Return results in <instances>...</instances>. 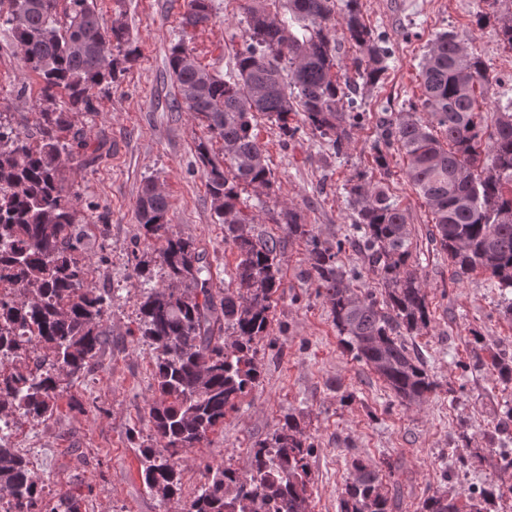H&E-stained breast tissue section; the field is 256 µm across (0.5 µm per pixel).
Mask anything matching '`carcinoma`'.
Masks as SVG:
<instances>
[{"instance_id": "1", "label": "carcinoma", "mask_w": 512, "mask_h": 512, "mask_svg": "<svg viewBox=\"0 0 512 512\" xmlns=\"http://www.w3.org/2000/svg\"><path fill=\"white\" fill-rule=\"evenodd\" d=\"M288 16L247 9L233 72L221 76L202 67L179 39L168 65L187 111L208 138L196 156L224 224V239L237 251L236 288H215L211 266L189 238L168 232L169 202L157 183L144 182L136 219L158 250L170 287L147 292L139 303L137 331L156 352L155 400L149 417L156 447L142 449L143 478L162 501L181 490L175 456L208 439L224 423L260 370L252 344L268 334L272 297L281 288V238L252 234L254 218L240 207L247 187L271 189L272 171L253 133L262 114L287 137L303 125L335 156L345 154L365 113L354 95L373 88L388 69L391 50L365 23L359 0H287ZM58 0H0V20L27 67L41 78L36 135L20 132L0 113V420L48 419L63 384L84 374L102 350L103 321L112 297L90 286L83 258L85 216L74 206L78 193L66 185L67 163L95 161L90 144L74 129L75 115L95 111L92 90L116 81L136 59L126 23L104 19L95 0H69L64 23ZM212 0H186L182 32L206 25ZM341 18H336V12ZM353 51L354 79L336 71V25ZM421 96L398 117L380 120L373 150L376 180L359 173L348 180L353 210L352 245L378 288L361 285V272L346 268L343 243L331 248L308 227L300 211H282L288 238L307 245L308 278L330 312L341 344L386 383L403 405H421L435 390L421 358L401 336L430 324L426 294L409 263L408 216L392 201L385 176L391 150L402 154L404 173L433 215L432 241L448 254L461 278L480 269L500 290L502 312L512 315V100L488 115L477 111L476 89L490 84L485 62L459 35L443 31L420 62ZM425 112V120L419 113ZM72 133L61 139V133ZM443 137H438V134ZM222 142L221 154L211 151ZM486 161H481V155ZM232 328L228 343L224 330ZM498 380L512 385V354L483 346ZM313 448L299 417L284 418L253 454L251 470L239 475L209 468L181 512H310L305 462ZM340 500V512H389L382 474L355 458ZM42 481L29 462L0 436V503L8 512H44ZM512 494L490 485L468 497L469 512ZM82 488L61 495L49 512H80ZM422 512H460L457 497L437 491Z\"/></svg>"}]
</instances>
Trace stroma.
<instances>
[{"label":"stroma","instance_id":"35a3bbf8","mask_svg":"<svg viewBox=\"0 0 512 512\" xmlns=\"http://www.w3.org/2000/svg\"><path fill=\"white\" fill-rule=\"evenodd\" d=\"M245 2L213 0L209 24L192 30L190 45L208 70L222 75L233 69ZM360 4L366 24L385 37L392 56L383 81L362 95L366 119L347 154L337 157L319 146L299 117L289 119L298 129L290 141L276 122L257 119L255 131L274 184L244 191L240 200L256 219L255 236L286 240L282 286L273 297L270 336L253 344L262 370L259 382L207 441L179 454L183 500L193 497L209 468L247 473L254 444L290 414L303 419L313 445L311 512H340L354 457L380 469L392 512H420L423 501L438 490L463 502L491 483L512 486V469H502L500 450L489 441L498 413L512 402V388L503 389L488 369L474 365L481 345L512 348V319L502 316L499 291L489 287L485 273L454 278L447 255L430 240L432 214L407 181L401 154L390 159L388 184L410 217L411 263L431 314L428 328L407 337L436 383L421 406L402 405L342 347L328 304L306 276V246L287 239L281 222V210L293 207L327 244L344 237L352 222L345 185L355 173L376 170L379 116L400 112L420 97L419 63L436 33H457L488 66L492 80L477 95L480 111H495L512 98V50L500 40L497 19L482 18L483 0ZM96 5L106 19L124 18L136 60L118 82L95 88L93 114L76 115V127L98 151L92 166L66 168L65 179L81 194L78 209L95 202L106 217L101 232L87 240L86 255L96 286L114 291L105 322L110 338L98 360L61 393L51 418L19 419L12 445L44 484L46 507L78 484L89 490L81 512H165L141 473V451L153 443L147 408L153 399L155 352L134 334L142 294L137 263H146L152 286L168 285L157 259L158 243L144 239L136 220L143 181L154 179L167 195L172 232L196 242L211 265L215 286H232L237 253L224 240L197 163L196 142L206 130L193 113L173 106L176 90L167 57L182 35L185 0H96ZM41 84L22 62L8 25L0 23V111L25 118L28 134L35 131L29 116ZM463 439L480 457L475 466L455 460L453 450Z\"/></svg>","mask_w":512,"mask_h":512}]
</instances>
